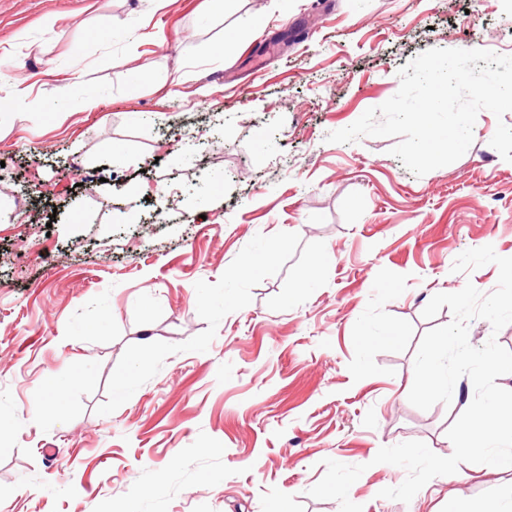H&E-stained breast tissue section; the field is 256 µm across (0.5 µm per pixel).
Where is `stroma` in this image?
<instances>
[{
    "label": "stroma",
    "mask_w": 512,
    "mask_h": 512,
    "mask_svg": "<svg viewBox=\"0 0 512 512\" xmlns=\"http://www.w3.org/2000/svg\"><path fill=\"white\" fill-rule=\"evenodd\" d=\"M468 43L512 56V0H0V107L23 114L0 128V512H340L308 494L328 459L364 466L363 512L512 500V470L471 463L386 499L406 472L374 461L453 452L470 379L425 411L407 390L452 320L430 298L497 285L456 257H512L490 144L512 111L420 177L396 138L326 139Z\"/></svg>",
    "instance_id": "1"
}]
</instances>
